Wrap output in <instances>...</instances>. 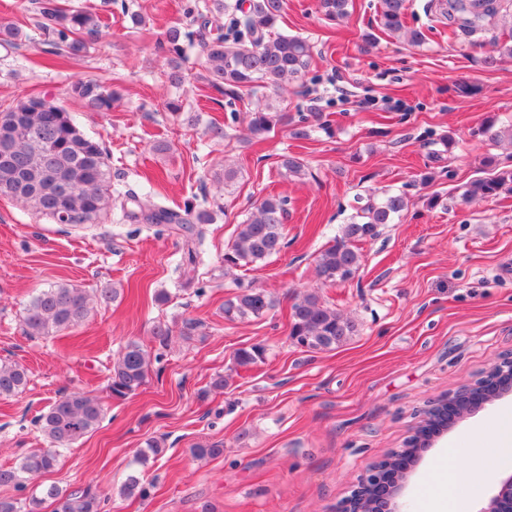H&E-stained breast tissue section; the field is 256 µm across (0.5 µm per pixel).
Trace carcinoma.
<instances>
[{
    "mask_svg": "<svg viewBox=\"0 0 512 512\" xmlns=\"http://www.w3.org/2000/svg\"><path fill=\"white\" fill-rule=\"evenodd\" d=\"M351 0H317L320 15L332 22L349 14ZM286 9V0H184L183 19L170 26L160 37L158 47L166 56L168 70L161 73L173 86L186 81L183 64L186 47L198 45L205 59L203 87L227 98L234 105L257 93L271 92L278 97L302 80L312 59V46L299 35L277 31V23ZM410 0H379V26L403 36L413 46L427 40L425 31L448 29V39L463 41L473 48L490 47L483 58L488 67L512 59V30L504 31L512 21V0H427V30L408 25ZM224 15L227 24L213 28L212 18ZM36 26L42 31V52L68 61L86 53L103 36L107 27L102 16L61 0H37ZM27 40L18 27L0 22V45L17 48ZM73 97L93 112H110L121 100L119 88L95 74L77 79L70 87ZM243 120L251 137L261 139L278 127L292 125L290 136L296 140L310 137L312 122L320 113L301 114L288 121V113L267 102L240 113L231 112L232 123ZM478 134L492 146L512 150V122L486 118ZM486 177L476 178L463 187L462 201L470 203L504 192L512 193V169L499 168L498 157H484ZM285 175H306L305 164L295 156L281 161ZM0 197L20 202L33 213L56 224L174 225L210 224L213 213L187 201L172 208L140 197L133 189L112 188V168L108 153L98 138L87 134L64 105L46 95L20 97L0 109ZM407 209L406 193L371 191L340 235L316 257V270L323 283L350 280L362 266L357 247L372 240L380 228L393 223ZM287 199L263 198L254 211L237 226L233 245L224 253V266L250 267L278 254L284 247V221ZM238 292L224 303V318L255 319L272 306L264 291L236 281ZM118 289L105 285L90 295L83 288L60 282L35 295L25 308L24 325L30 336H50L84 321L92 310L93 299L110 302ZM356 331L355 324L344 319L314 292L299 297L291 307L289 336L304 348L314 351L333 349ZM151 355L136 342H129L113 365L108 378L112 397L121 399L135 393L148 378ZM27 384V372L17 363L0 362V398L17 394ZM104 416L101 400L82 391L63 394L36 420L51 444L25 455L18 465L0 469V486L24 487L27 475L52 469L62 452L95 431ZM199 459L224 454L223 445L210 443L191 449ZM123 497H144L147 487L134 473L120 486ZM44 496L56 503L55 512H103L104 500L90 489L49 487ZM42 499L31 497L20 506L13 499H0V512H40Z\"/></svg>",
    "mask_w": 512,
    "mask_h": 512,
    "instance_id": "obj_1",
    "label": "carcinoma"
}]
</instances>
